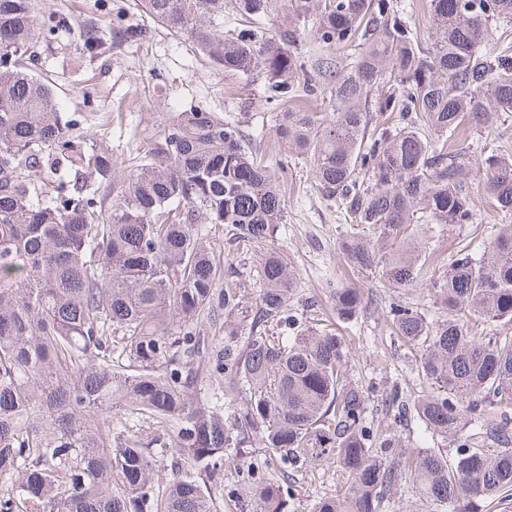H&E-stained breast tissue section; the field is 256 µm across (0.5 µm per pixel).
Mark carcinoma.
Masks as SVG:
<instances>
[{"mask_svg":"<svg viewBox=\"0 0 512 512\" xmlns=\"http://www.w3.org/2000/svg\"><path fill=\"white\" fill-rule=\"evenodd\" d=\"M286 2L273 28L275 0L133 6L259 83L278 144L310 161L315 193L343 214L353 269L383 288H433L436 319L390 307L432 391L395 389L389 402L455 455L422 449L400 470L399 437L368 421L337 324L298 313V275L278 252L259 261L256 319L236 321L244 290L224 278L206 225L233 226L249 252L288 223L279 178L242 121L189 106L120 161L32 71L39 45L73 17L41 21L35 0H0V512H214L208 484L255 441L282 466L344 469L314 512H385L405 474L453 512L512 496V52L486 48L489 25L512 27V0H430L426 40L398 0ZM309 28L322 51L305 56L297 42ZM112 29L120 42L148 37L124 8ZM320 95L332 111L287 107ZM482 131L501 142L475 159L468 138ZM479 172L505 222L483 228L477 252L423 253L422 225L474 223ZM97 184L112 187L111 202ZM329 299L345 322L364 296L338 285ZM283 322L289 335H274ZM203 326L224 332L212 359L224 397L240 400L232 427L230 404L198 396ZM159 453L173 460L162 488ZM246 478L256 512H290L289 476Z\"/></svg>","mask_w":512,"mask_h":512,"instance_id":"carcinoma-1","label":"carcinoma"}]
</instances>
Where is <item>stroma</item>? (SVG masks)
I'll list each match as a JSON object with an SVG mask.
<instances>
[{"label": "stroma", "instance_id": "35a3bbf8", "mask_svg": "<svg viewBox=\"0 0 512 512\" xmlns=\"http://www.w3.org/2000/svg\"><path fill=\"white\" fill-rule=\"evenodd\" d=\"M126 2L38 0L40 15L68 12L78 23L58 32L54 42L42 48L37 72L52 77L65 111L86 113L85 131L122 160L135 155L142 136L161 134L173 114L187 106L248 113L245 131L256 136L270 170L279 176L288 207V221L269 240V248L280 252L296 270L299 302L310 305L312 317L334 319L327 296L329 285L338 283L362 290L365 306L357 318L345 323L343 330L348 374L367 391L369 416L399 435L406 453L432 447V440L424 437L416 418L399 416L385 401L394 387L409 398L430 389L411 373L415 352L401 345L388 328L391 301L424 304L428 301L426 290L381 288L374 278L347 267L339 249L344 220L312 191L310 162L285 156L277 146L271 114L255 83L225 74L205 60L186 38L171 35L141 13L134 14L133 20L149 31L145 48L125 43L98 58L86 59L81 52L86 25H94L101 37L111 38L112 13ZM500 221L489 203L480 202L475 224ZM475 224L452 228L425 225L419 243L434 253L448 254L468 241ZM234 233L232 226H220L212 229L210 238L221 245L225 273L243 280L245 299L252 305L261 292V284L253 275L261 252H241ZM292 476L296 480L292 512H312L315 501L332 493L342 480V472L334 464L313 470L298 468ZM213 491L219 512H251L253 499L234 464H227L223 483L215 485Z\"/></svg>", "mask_w": 512, "mask_h": 512}]
</instances>
